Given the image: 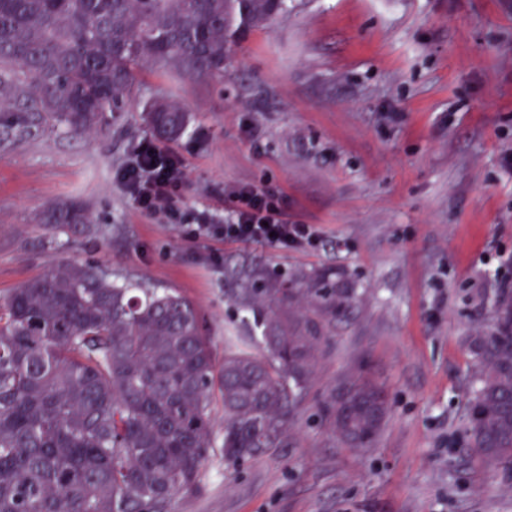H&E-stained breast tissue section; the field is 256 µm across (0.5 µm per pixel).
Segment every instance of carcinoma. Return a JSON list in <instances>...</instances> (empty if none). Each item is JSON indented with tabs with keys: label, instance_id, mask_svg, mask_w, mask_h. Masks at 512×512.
<instances>
[{
	"label": "carcinoma",
	"instance_id": "obj_1",
	"mask_svg": "<svg viewBox=\"0 0 512 512\" xmlns=\"http://www.w3.org/2000/svg\"><path fill=\"white\" fill-rule=\"evenodd\" d=\"M288 9V0H0V104L20 114L0 145L32 132L105 130L145 62L200 80L224 77L226 42ZM174 141L189 116L145 111ZM51 224H83L63 205ZM355 296L332 275L275 282L243 302L260 333L253 354L229 336L216 365L194 304L171 288L117 284L60 262L0 302V512H165L198 481L214 448L210 403H224V463L278 448L322 345ZM492 327L471 338L479 375L468 445L512 467V290ZM323 412L350 448L378 435L388 401L366 371L342 379Z\"/></svg>",
	"mask_w": 512,
	"mask_h": 512
}]
</instances>
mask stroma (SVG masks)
Instances as JSON below:
<instances>
[{
  "mask_svg": "<svg viewBox=\"0 0 512 512\" xmlns=\"http://www.w3.org/2000/svg\"><path fill=\"white\" fill-rule=\"evenodd\" d=\"M138 95L89 136L38 133L0 148V300L69 262L118 283L174 288L196 306L216 363L251 352L241 300L276 271H329L356 291L288 422V444L228 470L213 449L167 512H512V471L471 457L468 338L512 289V0H288L229 44L223 81L143 64ZM165 99L190 116L164 143L186 173L182 226L135 205L120 172ZM271 184L314 250L188 237L233 189ZM68 202L85 224H49ZM388 390L372 445L334 438L322 405L347 373Z\"/></svg>",
  "mask_w": 512,
  "mask_h": 512,
  "instance_id": "1",
  "label": "stroma"
}]
</instances>
